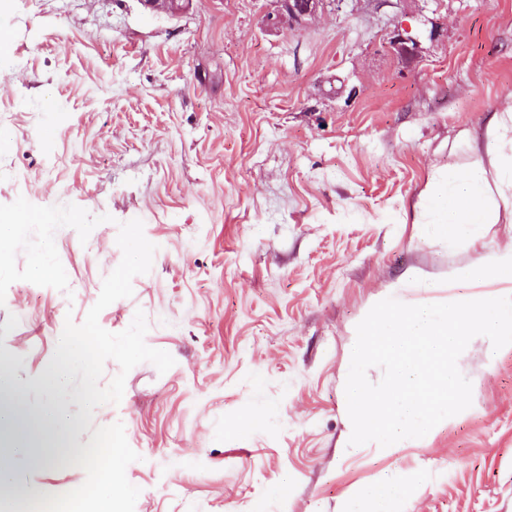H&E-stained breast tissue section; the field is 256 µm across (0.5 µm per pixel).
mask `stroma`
Segmentation results:
<instances>
[{"mask_svg":"<svg viewBox=\"0 0 512 512\" xmlns=\"http://www.w3.org/2000/svg\"><path fill=\"white\" fill-rule=\"evenodd\" d=\"M273 0H0V205L107 215L87 241L59 228L67 291L12 283L0 358L33 409L79 416L76 383L42 386L66 322L82 324L121 262V223L155 245L133 294L100 326L148 322L175 360L125 380L74 447L120 450L118 512H340L388 475L394 512H512V347L474 337L458 359L472 404L440 432L352 451L344 388L357 324L380 297L432 303L442 280L512 244V223L442 241L413 208L431 174L484 155L512 95V0H346L273 33ZM421 42L397 59L395 25ZM53 111H45V99ZM415 269L438 281L401 287ZM39 496H75L95 471L0 459Z\"/></svg>","mask_w":512,"mask_h":512,"instance_id":"1","label":"stroma"}]
</instances>
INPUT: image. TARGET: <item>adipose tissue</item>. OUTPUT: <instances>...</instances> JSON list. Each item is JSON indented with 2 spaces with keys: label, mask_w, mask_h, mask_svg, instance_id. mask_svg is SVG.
<instances>
[{
  "label": "adipose tissue",
  "mask_w": 512,
  "mask_h": 512,
  "mask_svg": "<svg viewBox=\"0 0 512 512\" xmlns=\"http://www.w3.org/2000/svg\"><path fill=\"white\" fill-rule=\"evenodd\" d=\"M487 156L459 167L451 163L427 182L417 204L418 221L447 237L457 226L496 224L501 211H512V101L495 110L486 129ZM73 418L52 404L31 411L11 378V366L0 361V441L11 451L27 454L34 465L69 466L79 457L71 445ZM100 483L89 492L92 512H114V502L126 490L112 479L118 452L98 448L91 456ZM399 493L387 477L361 488L341 512H392Z\"/></svg>",
  "instance_id": "obj_1"
}]
</instances>
